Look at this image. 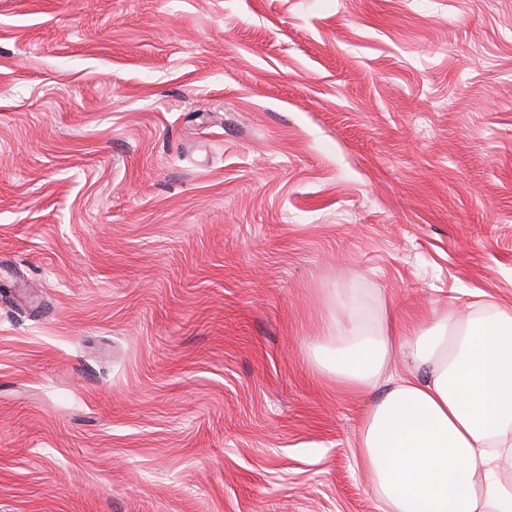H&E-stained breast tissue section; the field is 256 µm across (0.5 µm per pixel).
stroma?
I'll list each match as a JSON object with an SVG mask.
<instances>
[{
    "instance_id": "obj_1",
    "label": "stroma",
    "mask_w": 512,
    "mask_h": 512,
    "mask_svg": "<svg viewBox=\"0 0 512 512\" xmlns=\"http://www.w3.org/2000/svg\"><path fill=\"white\" fill-rule=\"evenodd\" d=\"M512 306V0H0V512H380L333 314Z\"/></svg>"
}]
</instances>
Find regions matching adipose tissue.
Masks as SVG:
<instances>
[{"label":"adipose tissue","mask_w":512,"mask_h":512,"mask_svg":"<svg viewBox=\"0 0 512 512\" xmlns=\"http://www.w3.org/2000/svg\"><path fill=\"white\" fill-rule=\"evenodd\" d=\"M397 354L408 370L395 377ZM310 355L350 391L384 387L356 444L381 512H512V308L402 334L387 317L338 316Z\"/></svg>","instance_id":"1"}]
</instances>
